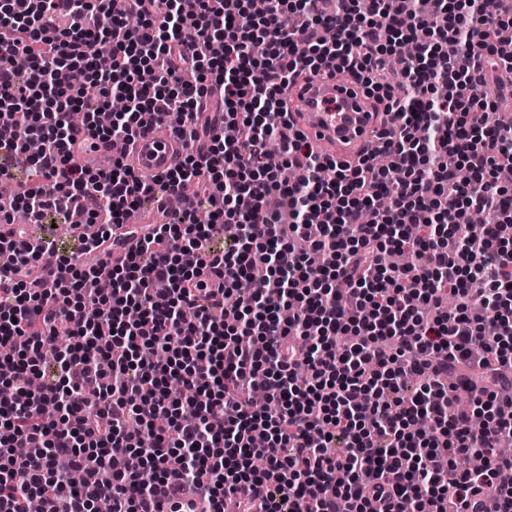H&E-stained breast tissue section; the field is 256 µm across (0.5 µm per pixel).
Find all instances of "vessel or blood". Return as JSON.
<instances>
[{
  "label": "vessel or blood",
  "instance_id": "b4317fda",
  "mask_svg": "<svg viewBox=\"0 0 512 512\" xmlns=\"http://www.w3.org/2000/svg\"><path fill=\"white\" fill-rule=\"evenodd\" d=\"M289 95L298 106L297 124L325 154L339 159L356 157L380 124L357 83L343 80L330 68L299 78ZM111 152L123 155L135 171L149 175L166 173L183 158L180 143L159 123L151 124L134 145L118 144ZM123 234V228H113V243L101 247L109 265L124 262L134 246Z\"/></svg>",
  "mask_w": 512,
  "mask_h": 512
}]
</instances>
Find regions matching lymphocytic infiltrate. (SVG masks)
I'll use <instances>...</instances> for the list:
<instances>
[{
  "label": "lymphocytic infiltrate",
  "instance_id": "f902f5d3",
  "mask_svg": "<svg viewBox=\"0 0 512 512\" xmlns=\"http://www.w3.org/2000/svg\"><path fill=\"white\" fill-rule=\"evenodd\" d=\"M385 2L269 0L257 13L251 0H129L116 13L109 0H0V190L40 141L13 202L34 221L99 227L82 240L88 264L60 254L36 288L51 241L0 210V512L34 498L41 512H95L99 499L162 512L187 490L204 512L242 495L260 512H484L489 497L512 512V396L500 394L512 387V241L498 234L512 223L498 176L512 167V124L496 97L471 94L512 68L500 43L512 9ZM411 41L399 94L385 65ZM329 61L387 116L353 165L319 152L285 101ZM186 71L211 82H181ZM116 96L125 111L100 125ZM148 115L186 149L167 174L72 157L76 128L131 143ZM290 167L306 179L288 181ZM190 183L176 219L112 269L111 290L89 287L113 225ZM482 220L487 235L470 237ZM394 250L411 263L388 265ZM472 455L480 470L460 467Z\"/></svg>",
  "mask_w": 512,
  "mask_h": 512
}]
</instances>
